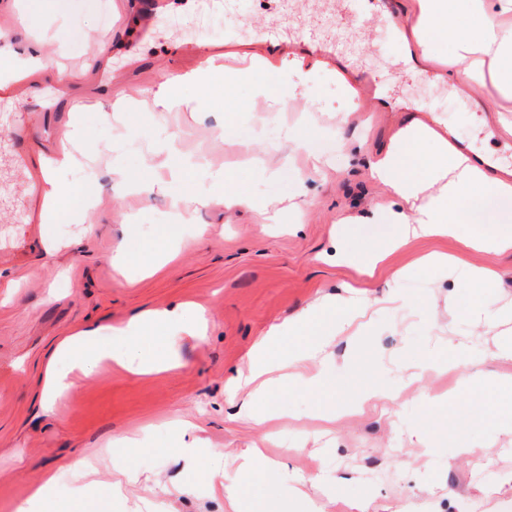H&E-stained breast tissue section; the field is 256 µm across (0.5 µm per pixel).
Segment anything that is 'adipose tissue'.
Wrapping results in <instances>:
<instances>
[{
    "label": "adipose tissue",
    "mask_w": 512,
    "mask_h": 512,
    "mask_svg": "<svg viewBox=\"0 0 512 512\" xmlns=\"http://www.w3.org/2000/svg\"><path fill=\"white\" fill-rule=\"evenodd\" d=\"M407 11L413 18L414 37L424 57H431L434 40L453 36V54L466 64L464 82L478 83L489 70L499 93L512 98V36L503 34L498 23L499 17L512 13V0H463L457 9L452 8L451 0H410ZM253 59V67L237 74L223 73L218 66L206 70L204 93L223 90L224 109L228 112L237 106L234 89L239 82L253 83L256 94L266 96L272 78L281 76L287 62L258 53ZM413 128L414 135L395 140L369 166L371 175L405 205L401 211L389 207L377 211L378 217L395 225V232L375 246L353 245L343 255V263L355 267L360 275L373 276L385 256L403 248L410 239H444L455 235L460 218L482 227L479 234L465 240L469 250L512 252V221L496 215L493 206L496 199L511 193L512 187L462 154L449 152L444 141L421 135V123H414ZM352 318V309L332 304L318 312L304 311L288 328L272 327L250 352L247 372L238 381L239 386L249 390L242 407L243 418L263 425L269 395L268 374L307 360L329 336L348 327ZM174 327L199 341L206 335L205 319L196 312L185 308L153 310L111 329L114 337L141 347L137 360H130L124 348L106 347L99 328L92 326L78 328L64 337L53 355L67 358L72 368L87 377L105 360L121 366L135 363L141 373L161 372L171 367L172 359L159 338ZM285 333L305 337L306 342L289 351L287 357H275L272 349ZM203 460L212 477L223 481L224 492L235 510L240 506L242 480L259 472L268 483L276 481L275 468L257 448L247 449L236 460L212 450ZM232 471L237 473V480H229Z\"/></svg>",
    "instance_id": "adipose-tissue-1"
}]
</instances>
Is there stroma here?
<instances>
[{"instance_id": "1", "label": "stroma", "mask_w": 512, "mask_h": 512, "mask_svg": "<svg viewBox=\"0 0 512 512\" xmlns=\"http://www.w3.org/2000/svg\"><path fill=\"white\" fill-rule=\"evenodd\" d=\"M109 2L110 34L96 0H16L8 11L9 38L42 39L45 57L24 78L26 95L0 110L43 106L64 126L73 104L90 101L82 149L94 155L98 193L90 222L72 211L53 225L51 251L42 225L16 223L20 178L0 165V237L13 239L0 250V512H15L50 472L67 497L66 465L78 454L100 484L85 512H230L206 469H189L169 448L171 426L183 420L193 425L191 438L229 456L264 449L289 489L325 512H512V489L504 485L512 477V416L499 410L512 401V360L499 356L512 329V254L465 249L476 227L464 224L456 237L410 241L368 280L339 261L347 242H380L393 230L350 218L390 204L368 163L400 136L404 112L433 113L475 154L512 170V145L494 120L502 102L493 86L465 88L449 79L447 62H419L400 34L406 18L387 32L376 16L355 21L316 0H275L240 17L209 13L200 0H172L169 16L148 32L144 0ZM28 14L38 29H24ZM272 23L346 43L341 63L374 75V94L359 95L356 77L297 47L288 51L275 102L243 85L237 110L228 112L222 97L201 98L186 83L179 108L142 110L166 74L195 71L198 44L225 53L239 38L245 50H260L253 32ZM117 92L130 109L102 116L100 103ZM171 136L185 152L209 157L207 168L188 167V185L206 193L212 173L224 172L254 199L277 200L268 220L221 207L184 220L173 205L176 187L138 199L114 188L113 166L135 177L158 168L155 145ZM251 157L272 176H253ZM168 224L177 227L173 259L127 281L113 260L123 239L153 244ZM434 251L457 257L456 269H414ZM473 266L503 274L479 321L468 315L482 295L470 280ZM336 294L362 313L308 367L334 387L310 392L282 382L269 393L274 421L257 427L236 419L240 400L228 380L251 346L271 325ZM181 303L204 309L209 324L201 344L169 331L178 366L137 374L105 362L91 378L74 375L72 389L43 406L45 366L63 336ZM424 361L440 367L419 370ZM375 387L392 397L364 399ZM132 433L140 445L117 448ZM117 456L138 474L119 502L105 491Z\"/></svg>"}]
</instances>
